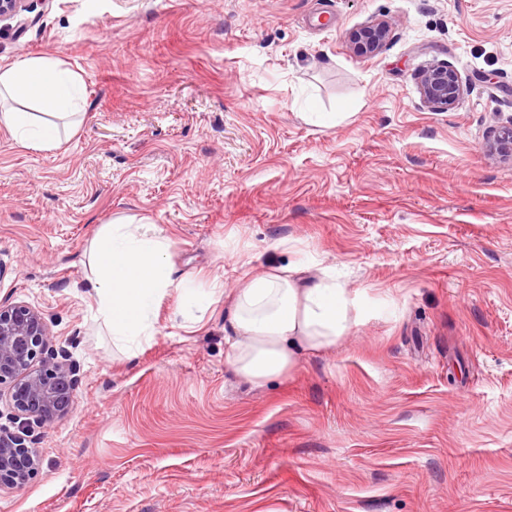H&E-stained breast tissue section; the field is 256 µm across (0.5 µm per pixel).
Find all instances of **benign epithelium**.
<instances>
[{"instance_id":"7a95c632","label":"benign epithelium","mask_w":512,"mask_h":512,"mask_svg":"<svg viewBox=\"0 0 512 512\" xmlns=\"http://www.w3.org/2000/svg\"><path fill=\"white\" fill-rule=\"evenodd\" d=\"M27 0H0V20H10L26 11ZM390 27L370 22L353 35L354 50L366 56L377 54ZM424 101L441 109L453 108L467 91L456 70L437 63L419 76ZM486 152L512 160V122L495 127ZM50 328L42 313L31 306L0 302V386L6 385L19 431L0 427V485L16 491L25 488L40 465L36 448L28 445L23 431L32 421L49 425L66 416L76 404L78 378L65 354L51 351Z\"/></svg>"}]
</instances>
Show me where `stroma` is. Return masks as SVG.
<instances>
[{
    "instance_id": "1",
    "label": "stroma",
    "mask_w": 512,
    "mask_h": 512,
    "mask_svg": "<svg viewBox=\"0 0 512 512\" xmlns=\"http://www.w3.org/2000/svg\"><path fill=\"white\" fill-rule=\"evenodd\" d=\"M26 57L79 75L85 118L52 151L0 125V301L79 383L0 512H512V163L483 150L512 0H28L0 65ZM442 61L468 90L434 110L416 75ZM117 219L164 229L175 280L307 263L366 318L256 388L223 303L190 324L168 296L126 356L87 282ZM389 32L390 27L385 22H370L361 26L353 35L354 50L361 55L374 56L383 47Z\"/></svg>"
}]
</instances>
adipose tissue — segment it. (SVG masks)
<instances>
[{"instance_id": "adipose-tissue-1", "label": "adipose tissue", "mask_w": 512, "mask_h": 512, "mask_svg": "<svg viewBox=\"0 0 512 512\" xmlns=\"http://www.w3.org/2000/svg\"><path fill=\"white\" fill-rule=\"evenodd\" d=\"M77 78L57 61L22 59L0 66V124L26 148L59 146L62 132L82 120ZM36 103L40 114L18 111ZM90 298L97 317L122 349H139L155 333L154 311L166 296L185 307L189 294L172 277L169 241L155 224L116 222L104 225L89 250ZM223 295L226 313L225 361L257 387L274 377L290 376L304 351L336 346L366 313L356 291L328 274L306 277L289 266L278 272L250 273L232 293L213 278L201 303L210 306Z\"/></svg>"}]
</instances>
